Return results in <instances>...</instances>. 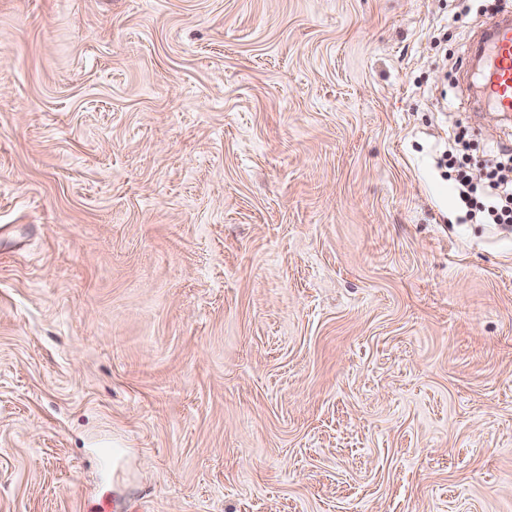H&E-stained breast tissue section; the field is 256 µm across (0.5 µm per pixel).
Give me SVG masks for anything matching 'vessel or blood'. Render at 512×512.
Wrapping results in <instances>:
<instances>
[{
	"mask_svg": "<svg viewBox=\"0 0 512 512\" xmlns=\"http://www.w3.org/2000/svg\"><path fill=\"white\" fill-rule=\"evenodd\" d=\"M474 54L483 62L479 74L481 101L496 111L511 113L512 16L489 18Z\"/></svg>",
	"mask_w": 512,
	"mask_h": 512,
	"instance_id": "b4317fda",
	"label": "vessel or blood"
}]
</instances>
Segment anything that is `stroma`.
Returning <instances> with one entry per match:
<instances>
[{"label":"stroma","mask_w":512,"mask_h":512,"mask_svg":"<svg viewBox=\"0 0 512 512\" xmlns=\"http://www.w3.org/2000/svg\"><path fill=\"white\" fill-rule=\"evenodd\" d=\"M512 0H0V512H512ZM474 55L483 60L479 74L481 96L497 112H512V19L511 15H494L486 22ZM487 184L481 188L487 202L480 203L472 195L477 194L478 187L473 185L468 173L457 170L460 184V199L469 209L472 218L489 219L494 224L512 223V178L509 168L503 163L502 157L494 154L487 160Z\"/></svg>","instance_id":"obj_1"}]
</instances>
